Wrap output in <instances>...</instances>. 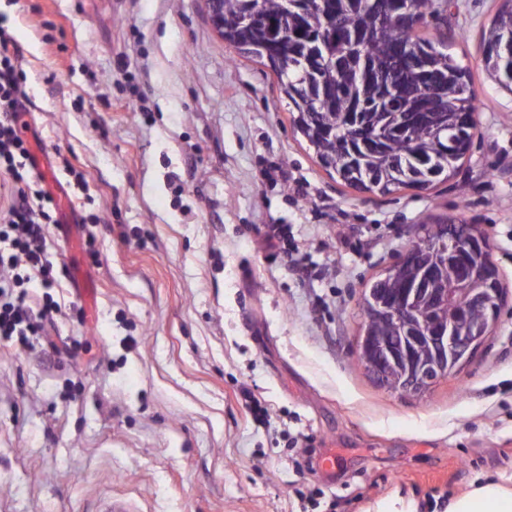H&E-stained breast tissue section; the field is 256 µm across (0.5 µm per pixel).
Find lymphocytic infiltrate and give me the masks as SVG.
I'll use <instances>...</instances> for the list:
<instances>
[{"label":"lymphocytic infiltrate","mask_w":512,"mask_h":512,"mask_svg":"<svg viewBox=\"0 0 512 512\" xmlns=\"http://www.w3.org/2000/svg\"><path fill=\"white\" fill-rule=\"evenodd\" d=\"M9 35L0 28V170L10 177L0 190L10 199L0 215V339L19 345L46 339L53 307L33 317L30 282L52 287V264L46 250V231L54 223L52 195L33 190L26 165L32 162L29 142L18 128L22 75L8 50Z\"/></svg>","instance_id":"lymphocytic-infiltrate-1"}]
</instances>
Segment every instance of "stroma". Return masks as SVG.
I'll return each instance as SVG.
<instances>
[{
    "mask_svg": "<svg viewBox=\"0 0 512 512\" xmlns=\"http://www.w3.org/2000/svg\"><path fill=\"white\" fill-rule=\"evenodd\" d=\"M500 5L448 0L420 28L471 73L473 145L432 189L380 196L319 165L203 0H0L98 252L93 316L69 279L34 285L61 306L55 350L0 343V512H444L512 474V94L481 49ZM449 220L489 239L499 323L458 373L395 393L357 358L359 301Z\"/></svg>",
    "mask_w": 512,
    "mask_h": 512,
    "instance_id": "stroma-1",
    "label": "stroma"
}]
</instances>
